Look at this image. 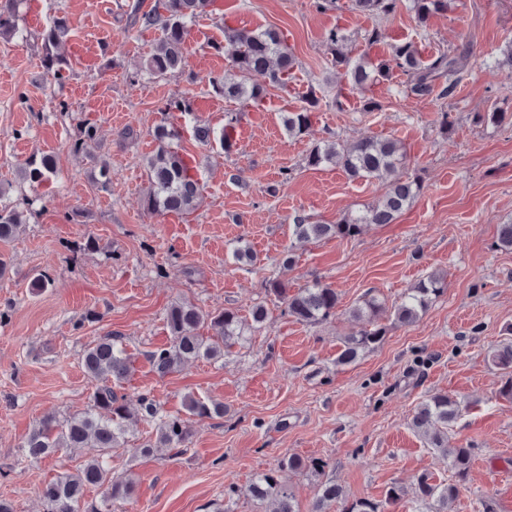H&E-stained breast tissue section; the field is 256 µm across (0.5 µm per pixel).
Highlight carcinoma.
<instances>
[{"label":"carcinoma","mask_w":512,"mask_h":512,"mask_svg":"<svg viewBox=\"0 0 512 512\" xmlns=\"http://www.w3.org/2000/svg\"><path fill=\"white\" fill-rule=\"evenodd\" d=\"M400 0H350L351 8L370 17L394 14ZM23 0H0V38H10L21 32L19 27L20 5ZM213 0H155L147 11L131 6L130 23L143 30L161 31L154 47L144 61V71L155 78L174 77L182 69L189 26L199 17L210 12ZM445 8V0H411V9L420 24H425L434 14ZM70 33L69 21L56 17L39 34L41 62L54 73L58 83L68 78L69 64L59 53V47ZM330 63L336 71H344L351 87L360 91L364 110L372 112L378 103L368 95L369 86L383 83L390 78L392 68L402 76L404 93L408 99H425L433 94L451 97L463 79L461 61L471 53V46L463 43L453 51H443L425 61L416 45L410 41L392 46V64H372L368 59L353 61L345 53V37L337 29L326 33L325 39ZM224 52L230 71L208 77L213 91L228 100L259 107L265 89L251 82V76L261 74L270 85L288 93L293 82L296 59L290 51L287 37L277 28L262 31L224 28V45L217 47ZM304 106L282 115V123L288 134L302 136L312 125V114L319 106L316 90L310 87L302 94ZM169 113L152 131L156 142L155 152L147 158L146 168L149 190L145 196L146 209L161 215L188 216L194 212L203 190L198 172L190 166L177 148L182 127L175 122L174 113L185 116L191 109L183 99L169 100L162 108ZM239 121L236 113L225 115L224 129L217 131L210 125L195 120L192 127L194 138L205 146L218 145L228 152L233 147L231 130ZM97 137L96 123L84 119L79 123L76 136L70 143L75 155L86 152ZM407 155L402 143L395 138L368 137L348 143L337 139L324 140L312 146L306 156L310 166L334 163L352 180H372L381 184L383 194L373 205L357 213L341 217L334 224H313L302 216L293 219L292 235L295 242L304 246L321 240H345L360 235L369 224H391L408 208L423 190L421 181L405 177L401 168ZM56 174V160L43 153L20 166L21 182L42 184ZM33 201L18 207L0 203V241L15 238L27 222ZM447 275L432 271L404 289L399 300L387 305L378 296L368 293L361 303L349 310L352 329L341 338L336 357L339 365H349L365 353L377 348L387 334L386 322L400 326L416 323L428 310L433 300L446 288ZM268 295L281 313L303 325H315L336 315L340 303L338 291L319 281L295 291L273 279L266 283ZM165 327L170 336L169 344L149 354L155 373L164 377L185 362L200 358L217 359L248 340V327L237 312L230 308L213 314L205 313L188 302H173L165 310ZM213 331L210 336L200 334L202 326ZM505 338L488 355V362L504 376L498 396L512 401V326ZM84 375L94 384L90 405L82 412L63 420L54 415L43 417L24 441L27 457L39 460L59 448H98L97 458L85 463L77 473H61L45 484L42 496L47 512H96L86 509L85 492L90 488L105 489L106 499L126 501L132 497L134 482L112 474V451L124 445L125 423L140 418L156 425V441L143 443L135 452L148 455L157 446L179 451L190 436V420L193 417L212 418L224 416L221 402L185 396L186 416H167L160 413L153 399L143 394L132 408L115 387L128 380L132 357L119 336H103L87 347L81 360ZM467 408V404L445 392H435L415 408L411 427L423 437L425 443L436 449L440 459L453 472V479L435 483L428 476L418 479L414 489L416 501L422 504L435 502L433 512H450L460 495L473 464V449L466 444L448 446V427L452 426ZM325 463L318 458L291 455L281 461L280 474L262 473L247 487H232L229 492H244L258 502L273 501V512H295L294 494L282 474L305 473L318 477ZM312 512H329L336 505L340 512H387V506L395 503L402 490L392 487L382 501L363 499L347 503L341 489L333 483L322 481Z\"/></svg>","instance_id":"carcinoma-1"}]
</instances>
